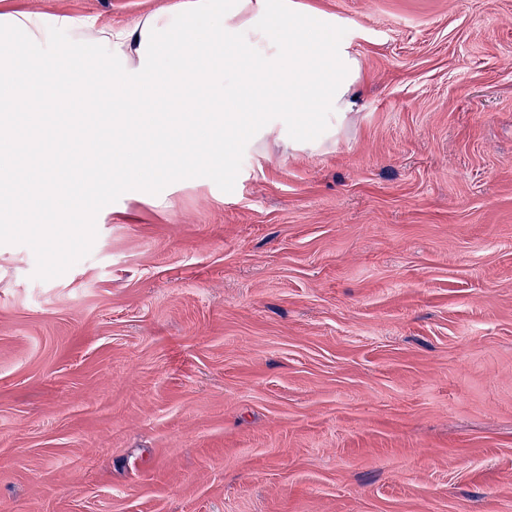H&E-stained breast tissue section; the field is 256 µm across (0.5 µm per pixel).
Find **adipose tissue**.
Wrapping results in <instances>:
<instances>
[{"label": "adipose tissue", "mask_w": 512, "mask_h": 512, "mask_svg": "<svg viewBox=\"0 0 512 512\" xmlns=\"http://www.w3.org/2000/svg\"><path fill=\"white\" fill-rule=\"evenodd\" d=\"M76 48L44 49L31 12L0 13V224L84 223L99 198L179 175L225 183L243 148L336 144L361 61L338 19L298 0H176L132 26L63 17Z\"/></svg>", "instance_id": "ef3b65f1"}]
</instances>
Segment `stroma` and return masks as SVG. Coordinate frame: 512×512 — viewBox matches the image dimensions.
I'll list each match as a JSON object with an SVG mask.
<instances>
[{
	"label": "stroma",
	"mask_w": 512,
	"mask_h": 512,
	"mask_svg": "<svg viewBox=\"0 0 512 512\" xmlns=\"http://www.w3.org/2000/svg\"><path fill=\"white\" fill-rule=\"evenodd\" d=\"M301 2L337 144L0 237V512H512V0Z\"/></svg>",
	"instance_id": "1"
}]
</instances>
